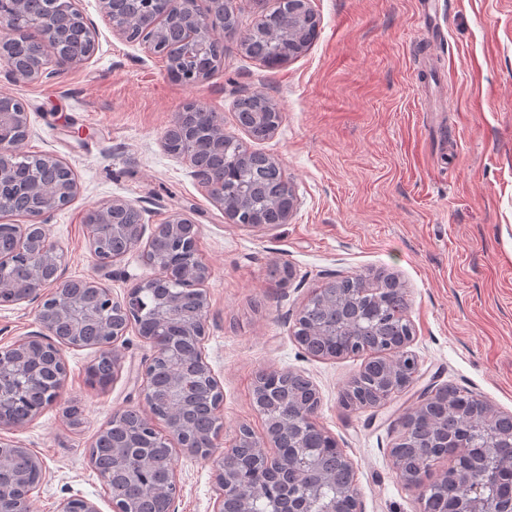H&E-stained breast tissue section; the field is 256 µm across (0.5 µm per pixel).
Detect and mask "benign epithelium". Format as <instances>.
I'll list each match as a JSON object with an SVG mask.
<instances>
[{"mask_svg": "<svg viewBox=\"0 0 512 512\" xmlns=\"http://www.w3.org/2000/svg\"><path fill=\"white\" fill-rule=\"evenodd\" d=\"M201 0H169L164 15L138 19L132 25L128 18H117L114 14L115 0H100L103 16L112 27V34L128 43H139L151 54L161 43H182L187 40H208L210 30L224 27L223 0H206L207 8H200ZM39 31L41 38L33 39L28 31ZM96 28L78 9L76 0H45L42 10L32 7V0H0V54L6 52L5 43L26 41L35 45L34 53L24 59L12 58L6 64L8 73L17 82H33L47 76L58 75L69 68L85 63L95 51ZM198 113L183 111L169 130L167 138H175L183 147L182 155L192 157L191 149L200 135L210 140L214 153L220 155L224 148V124L216 115H211L207 124L197 120ZM29 131L28 112L16 98L0 94V192L15 185V161L17 148L26 139ZM77 182L65 186H46L33 178L26 186L28 198L16 202L12 209L21 212L27 223L16 225L11 247L0 251V288L8 281L14 263L25 261L31 268L33 280L27 295L40 300L37 320L41 332L22 338L13 344L0 347V376L18 373L20 385L9 392L0 391V413L14 403L24 388L41 397L28 418L37 416L52 404L58 395L67 373L65 350L82 348L92 342L80 340L82 336H99L96 345L112 361V373L121 366V357L114 344L131 328H139L147 302L153 301V317L161 328L175 326L178 336L188 339L195 346L194 358L197 368L207 375L214 394L215 407L223 402L220 382L206 362L202 345L206 336V318L195 322L175 320L174 302L169 286L192 292V297L202 312H207L208 296L205 284L210 278L206 264L198 258V225L182 213L173 214L168 221L157 225L152 236L163 235L170 244L167 252L153 263L154 274L131 285L121 296L93 277L66 279L62 273L65 261L63 249L50 240L46 219L67 206L76 196ZM131 211L141 213L132 202L114 198L96 208L95 223L89 225V247L101 266H108L122 257L105 247L107 239L127 242L128 247L138 246L143 237L141 224H121L117 215ZM310 301L323 303L340 309L345 303L336 301L334 283L319 289ZM361 317L341 318L337 325L344 330L342 336H330L323 328L316 335L331 343H358V322ZM144 340L153 348V354L141 368L142 391L146 407L134 411L139 418L140 430L152 433L150 445L144 448H127L121 442L112 443V467L99 469L97 473L106 486L111 488L112 473L125 471V462L132 452L142 459L150 458L153 449L167 448L170 454L178 452L196 454L200 447L199 437L189 424L179 420V415L189 410L182 380L174 376L169 382L166 400L175 418L165 421L157 417L153 407V380L151 369L161 349L151 336ZM381 387L392 385V377L399 369L417 376L418 367L404 364L391 358L379 362ZM311 400L303 403L290 398L282 407L283 417L266 422V435L258 441L251 429L242 424L238 427L236 443L213 460L215 492L213 512H226V505H233V512H253L252 504L257 494L242 480L250 469L241 456V449L249 448L253 461L261 460L268 468L273 482L262 492L266 498L268 512H362L356 487L355 469L344 454L339 456V468L344 476V486L329 503L316 508L315 492L332 479L320 471V449L298 439L288 440V449L281 448L279 429L302 430L316 425L320 396L314 385H309ZM451 414L461 416L477 425L473 431L457 435L444 434V442L455 449L453 464L444 469L432 482H425L432 466L439 460L434 454L420 453L414 469L408 471L398 449H391L393 465L400 477L409 485L421 490L423 512H435L432 492L439 486L453 483L469 502V512H493V507L508 501L512 507V466L493 462L496 450L482 444L483 431L501 433L512 439V415L497 411L486 403L481 410L471 409L467 403L452 406ZM24 457L33 473L43 476L44 465L40 458L17 441L0 437V474L24 482L25 474L11 473V455ZM298 467L306 468L305 490L289 496L279 492L288 484ZM163 500V512H175V501L180 493L176 470L169 472L167 485L157 489ZM57 512H99L97 505L84 497H70L59 503Z\"/></svg>", "mask_w": 512, "mask_h": 512, "instance_id": "obj_1", "label": "benign epithelium"}]
</instances>
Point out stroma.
Returning a JSON list of instances; mask_svg holds the SVG:
<instances>
[{
  "label": "stroma",
  "instance_id": "stroma-1",
  "mask_svg": "<svg viewBox=\"0 0 512 512\" xmlns=\"http://www.w3.org/2000/svg\"><path fill=\"white\" fill-rule=\"evenodd\" d=\"M309 5L317 35L280 68L249 57L241 33L216 28L221 67L186 85L168 75L163 57L114 37L98 0H77L98 31L91 59L37 83L12 81L0 65V92L27 108L19 155H56L76 176L77 195L48 222L67 276H96L120 296L152 275L141 245L97 266L85 216L112 198L140 208L149 232L178 211L198 225L211 270L203 354L224 394L218 448L231 446L242 424L263 438L255 376L290 370L318 389L316 422L352 460L363 512H422L390 456L421 391L453 386L512 414V0H433L427 13L422 0ZM255 94L282 115L259 142L234 111ZM190 102L215 112L249 150L276 159L296 197L287 223H229L190 162L166 150L165 135ZM379 273L405 289L419 374L383 404L355 411L341 395L366 356H312L295 341L294 324L315 289ZM38 308L0 305V347L38 331ZM116 347L123 367L104 387L86 374L98 349L66 350L57 402L0 434L45 463L32 512H56L77 495L112 512L90 449L115 410L144 408L138 371L151 354L132 330ZM72 406L81 410L76 426L65 416ZM175 467L176 512H212V460L181 452Z\"/></svg>",
  "mask_w": 512,
  "mask_h": 512
}]
</instances>
